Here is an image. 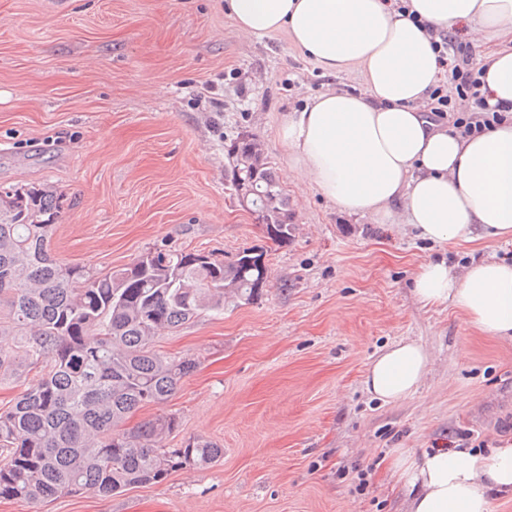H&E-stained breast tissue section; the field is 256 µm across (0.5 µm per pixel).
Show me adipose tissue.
<instances>
[{
  "mask_svg": "<svg viewBox=\"0 0 512 512\" xmlns=\"http://www.w3.org/2000/svg\"><path fill=\"white\" fill-rule=\"evenodd\" d=\"M238 28L287 30L321 70H359L361 92L331 90L287 114L277 138L288 176L326 201L380 224L404 222L433 243L512 241V0H230ZM469 25L483 39L481 83L503 120L461 136L424 109L446 69L430 35ZM422 305L462 312L481 335L512 341V263L487 258L457 273L426 262L413 280ZM424 347L400 340L372 360L365 384L379 401L413 395ZM410 512H493L512 495V444L486 452L439 448L403 454Z\"/></svg>",
  "mask_w": 512,
  "mask_h": 512,
  "instance_id": "adipose-tissue-1",
  "label": "adipose tissue"
}]
</instances>
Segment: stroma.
Masks as SVG:
<instances>
[{
    "label": "stroma",
    "instance_id": "35a3bbf8",
    "mask_svg": "<svg viewBox=\"0 0 512 512\" xmlns=\"http://www.w3.org/2000/svg\"><path fill=\"white\" fill-rule=\"evenodd\" d=\"M364 88L359 71L320 70L286 31L244 35L228 0H0V191L58 199L53 255L104 273L167 244L227 261L253 249L267 267L252 303L155 337L198 367L125 422L174 414L167 447L202 437L223 448L218 462L109 497L0 498V512H409L402 453L512 440V343L412 291L424 262L461 273L481 252L511 262L512 244L435 245L283 179L281 118ZM243 135L283 180L288 245L231 188L228 151ZM401 339L429 364L413 395L385 404L365 376Z\"/></svg>",
    "mask_w": 512,
    "mask_h": 512
}]
</instances>
